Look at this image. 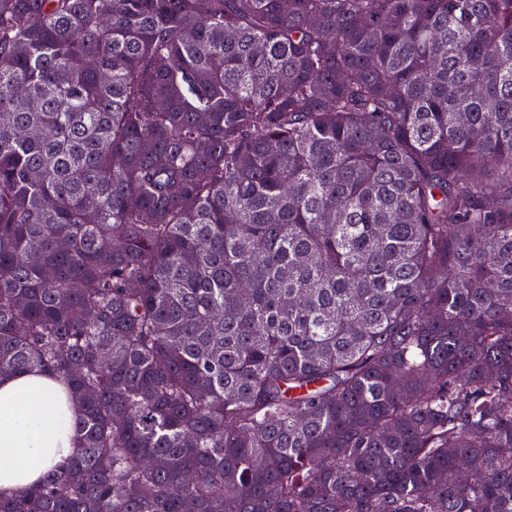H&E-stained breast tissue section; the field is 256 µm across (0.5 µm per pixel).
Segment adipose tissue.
<instances>
[{
	"instance_id": "adipose-tissue-1",
	"label": "adipose tissue",
	"mask_w": 512,
	"mask_h": 512,
	"mask_svg": "<svg viewBox=\"0 0 512 512\" xmlns=\"http://www.w3.org/2000/svg\"><path fill=\"white\" fill-rule=\"evenodd\" d=\"M78 405L48 375L0 376V490L15 493L64 465L77 442Z\"/></svg>"
}]
</instances>
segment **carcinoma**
<instances>
[{
  "label": "carcinoma",
  "mask_w": 512,
  "mask_h": 512,
  "mask_svg": "<svg viewBox=\"0 0 512 512\" xmlns=\"http://www.w3.org/2000/svg\"><path fill=\"white\" fill-rule=\"evenodd\" d=\"M33 369L0 512H512V0H0ZM78 405L48 375L0 376V490L15 493L64 465L76 448ZM36 466L28 467L29 460Z\"/></svg>",
  "instance_id": "cac0c4a2"
}]
</instances>
